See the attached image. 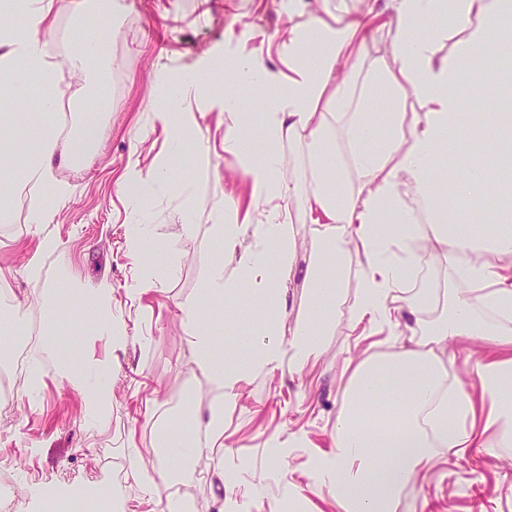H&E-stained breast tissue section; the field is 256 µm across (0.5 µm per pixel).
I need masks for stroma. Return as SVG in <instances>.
<instances>
[{
	"mask_svg": "<svg viewBox=\"0 0 512 512\" xmlns=\"http://www.w3.org/2000/svg\"><path fill=\"white\" fill-rule=\"evenodd\" d=\"M78 0H54V28L48 38L54 60L63 63L75 48V36L103 34L94 18L80 14ZM122 20L112 34L117 67L95 85L63 74L59 101L71 108L72 123H99L100 150L79 169L58 167L57 177L68 183L64 202L47 190L21 186L10 222H0V271L21 303L25 329L32 341L26 352L35 359L50 349L59 360L86 357L109 360L106 418L110 431L94 434L84 394L45 368L36 385L12 388L10 412L0 416V467L15 475L20 493L19 512H34L33 495L69 476L86 475L99 455L117 461L124 501L143 499L149 512H163L173 499L171 486L147 490L138 466L155 461L158 429L182 418L188 397L206 407L208 386L195 368V354L182 321L181 305L204 304V259L221 253L210 224L226 194H243L246 180L236 158L225 152L211 155L207 168L191 158L181 168L194 185L193 216L197 234L180 235L177 196L166 194L145 209L148 223L157 225L170 247L167 277L158 290L129 303L123 287L136 272L138 261L123 252L127 222L125 200L118 183L130 157L148 166L164 154L166 134L153 114L163 102L154 81L158 67L179 71L188 66L224 74V58L237 45L259 44L270 36H285L290 22L281 13L282 0H121ZM111 101V113L98 110L97 100ZM55 211L48 227L59 243L48 254L38 275L25 269L36 242L28 231L31 203ZM308 247H299L289 279V320L309 307L305 281ZM67 273L84 291L76 297L60 294L45 304L43 292L60 273ZM113 288L114 312L127 328L121 349L85 336L93 310L85 299L101 284ZM356 281H349L343 302L335 309L333 327L321 339V351L301 373L279 371L243 381L235 408L224 417V462L242 467L233 487L242 512H269L281 505L282 489L267 482L266 473L279 469L295 483L304 512H344L327 487L315 483L309 471L312 458L332 449L336 414L356 364L408 344L405 336L371 333L356 323L353 305ZM307 435L310 447L293 449L287 458L270 455L265 441L272 433ZM137 457H130V448ZM512 447L468 449L465 454L440 453L433 468L411 484L400 512H512Z\"/></svg>",
	"mask_w": 512,
	"mask_h": 512,
	"instance_id": "35a3bbf8",
	"label": "stroma"
}]
</instances>
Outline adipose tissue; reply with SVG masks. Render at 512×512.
<instances>
[{"label": "adipose tissue", "instance_id": "ef3b65f1", "mask_svg": "<svg viewBox=\"0 0 512 512\" xmlns=\"http://www.w3.org/2000/svg\"><path fill=\"white\" fill-rule=\"evenodd\" d=\"M304 27L239 54L225 68L220 102L224 150L236 156L249 181L248 200H228L210 226L223 244L211 258L204 296L231 309L248 290L261 325L244 336V356L227 359L214 343L216 318L188 305L183 323L196 353V367L209 382L210 400L196 432L161 428L162 459L143 475L149 487L191 481L200 461L211 462L221 481L224 413L236 403L244 378L286 368L302 372L319 351L331 319L329 309L356 280L354 315L371 329L407 328L414 347L370 357L355 368L336 418L331 456L315 461L317 481L334 492L346 512H398L404 489L430 470L441 451L483 447L491 430L496 445L512 447V112H464L452 92L462 70L479 54L512 52V0H453V13L469 22L467 34L442 53L446 28L439 21L444 0H355L330 9L321 0ZM53 0H0V95L25 88L41 111H52L62 70L104 74L114 59L83 41L65 60L52 61L46 38L54 24ZM22 14L27 33L4 24ZM391 37L389 53L369 46L380 32ZM211 76L195 70L160 74L165 111L155 119L167 133V149L148 169L128 164L120 189L130 204L127 248L142 264L124 289L141 297L164 280L168 244L143 218L157 196L182 199L181 235L193 238V189L178 173L187 155L208 158L210 147L195 131L194 113L173 104L204 90ZM414 92L420 109H406ZM262 137L251 140L252 126ZM300 158L303 181L286 179V155ZM443 155L437 168L431 160ZM82 139L62 136L51 124L17 122L0 113V216L17 193L11 170L23 165L33 187L55 196L67 187L56 164L90 157ZM303 199L301 217L292 205ZM480 210L493 235L475 230L467 216ZM308 224V314L285 327L286 282L300 245L298 223ZM448 266V289L412 288L422 250ZM447 297L448 312L419 335L416 323ZM288 341H281L282 332ZM480 341L469 371L481 395L448 382L439 355L448 344ZM59 372L96 404L95 381L111 372L108 361L90 359Z\"/></svg>", "mask_w": 512, "mask_h": 512}]
</instances>
